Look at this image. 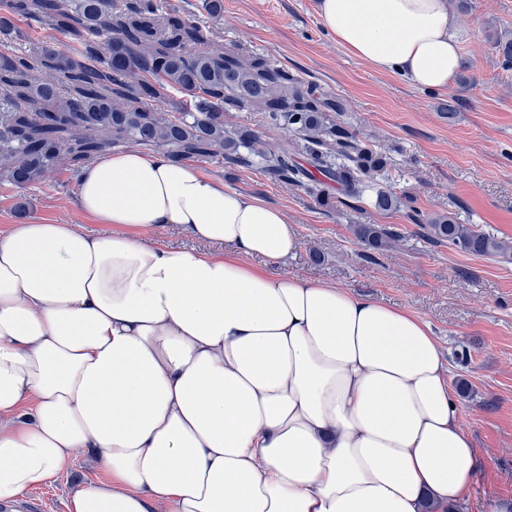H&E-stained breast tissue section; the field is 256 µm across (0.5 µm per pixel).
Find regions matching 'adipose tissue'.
I'll use <instances>...</instances> for the list:
<instances>
[{
  "instance_id": "ef3b65f1",
  "label": "adipose tissue",
  "mask_w": 512,
  "mask_h": 512,
  "mask_svg": "<svg viewBox=\"0 0 512 512\" xmlns=\"http://www.w3.org/2000/svg\"><path fill=\"white\" fill-rule=\"evenodd\" d=\"M338 45L412 85L462 64L448 0H320ZM72 224L0 233V504L87 455L70 512H424L479 469L430 326L269 266L287 215L162 152L89 164ZM174 224L187 250L136 239Z\"/></svg>"
}]
</instances>
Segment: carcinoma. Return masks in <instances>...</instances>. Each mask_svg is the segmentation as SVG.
Listing matches in <instances>:
<instances>
[{"instance_id":"carcinoma-1","label":"carcinoma","mask_w":512,"mask_h":512,"mask_svg":"<svg viewBox=\"0 0 512 512\" xmlns=\"http://www.w3.org/2000/svg\"><path fill=\"white\" fill-rule=\"evenodd\" d=\"M162 0H7L0 35L21 39L12 19L50 22L69 36L73 54L49 50L0 55V90L12 107L0 112V176L25 187L63 166L77 177L101 155L140 146L172 160L216 159L258 167L274 181L319 190L320 174L345 193L388 212L401 202L390 189H374L383 157L331 119L345 111L342 100L304 84L286 68L261 56L245 59L234 48L210 51L207 30L171 9L160 24ZM107 43L104 56L101 44ZM504 68H512V38L494 42ZM59 71L65 91L33 72ZM176 90L190 97L179 116L163 118L144 101H163ZM266 114L288 130L285 143L270 144L249 131L224 129V106ZM307 156V165L296 155ZM426 236L465 253L488 256L508 245L488 238L447 215L426 217ZM356 234L380 252L394 233L378 224H360Z\"/></svg>"}]
</instances>
